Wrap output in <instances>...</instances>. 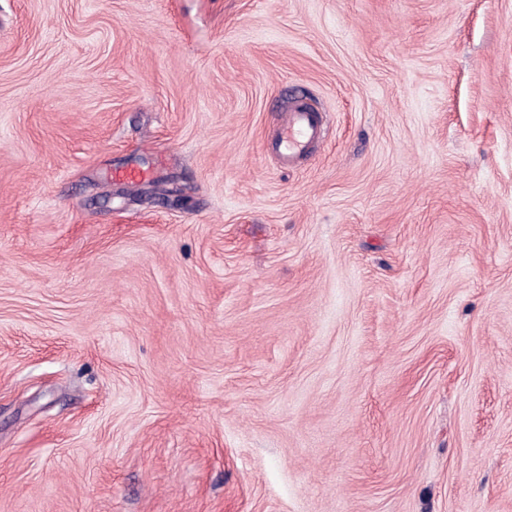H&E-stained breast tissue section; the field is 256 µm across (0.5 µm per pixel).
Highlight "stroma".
Returning a JSON list of instances; mask_svg holds the SVG:
<instances>
[{"instance_id": "1", "label": "stroma", "mask_w": 512, "mask_h": 512, "mask_svg": "<svg viewBox=\"0 0 512 512\" xmlns=\"http://www.w3.org/2000/svg\"><path fill=\"white\" fill-rule=\"evenodd\" d=\"M0 512H512V0H0ZM321 131L322 120L316 112L295 106L279 136L282 155L289 158L303 153Z\"/></svg>"}]
</instances>
